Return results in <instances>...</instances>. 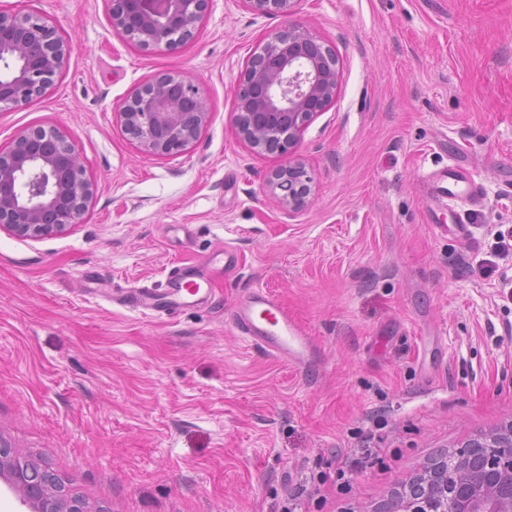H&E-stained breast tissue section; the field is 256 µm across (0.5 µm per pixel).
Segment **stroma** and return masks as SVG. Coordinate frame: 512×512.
Returning <instances> with one entry per match:
<instances>
[{"label": "stroma", "instance_id": "stroma-1", "mask_svg": "<svg viewBox=\"0 0 512 512\" xmlns=\"http://www.w3.org/2000/svg\"><path fill=\"white\" fill-rule=\"evenodd\" d=\"M0 9L74 44L43 97L0 108V147L60 126L95 185L61 235L0 231V441L17 457L88 512H278L348 468L370 429L378 458L325 485L319 512H378L431 460L512 423V254L492 255L512 229V0H297L287 16L209 0L194 38L161 53L116 36L104 0ZM291 26L340 60L297 146L312 178L297 211L263 192L287 155L254 152L233 121L246 58ZM166 72L199 83L209 120L185 152L152 156L119 111ZM452 158L485 198L429 214L423 177ZM204 260L196 306L123 304ZM257 288L306 328L311 370L236 330ZM310 488L307 485H300L298 490L289 493L288 497L284 500L280 511L281 512H307L309 505L314 500V497L319 494L320 489L315 484V480L310 482ZM317 498H315L316 500ZM314 500V501H315Z\"/></svg>", "mask_w": 512, "mask_h": 512}]
</instances>
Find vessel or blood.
I'll return each mask as SVG.
<instances>
[{
  "label": "vessel or blood",
  "instance_id": "vessel-or-blood-1",
  "mask_svg": "<svg viewBox=\"0 0 512 512\" xmlns=\"http://www.w3.org/2000/svg\"><path fill=\"white\" fill-rule=\"evenodd\" d=\"M423 192L433 211L464 203L477 204L484 198V186L474 172L463 169L453 159L447 166L432 171L424 178ZM199 291V283L189 279L183 267L172 268L169 293L178 297L180 306H188L190 297ZM233 322L242 336L276 357L298 367L311 365L312 343L309 336L268 292L253 290L237 307Z\"/></svg>",
  "mask_w": 512,
  "mask_h": 512
}]
</instances>
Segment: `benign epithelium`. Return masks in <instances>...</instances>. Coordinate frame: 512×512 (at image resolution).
<instances>
[{"label":"benign epithelium","mask_w":512,"mask_h":512,"mask_svg":"<svg viewBox=\"0 0 512 512\" xmlns=\"http://www.w3.org/2000/svg\"><path fill=\"white\" fill-rule=\"evenodd\" d=\"M113 32L143 52L173 51L194 36L208 0H105ZM257 11L288 15L297 0H244ZM74 46L33 13L0 10V105L25 106L42 96L63 71ZM339 59L333 48L299 27L260 43L235 87L234 122L258 153L288 155L268 176L265 191L290 210L307 205L310 178L293 153L304 130L336 99ZM125 132L141 151L158 156L187 150L209 118L202 89L192 80L160 74L135 89L119 112ZM95 193L74 140L60 127H28L0 147V231L39 240L82 222ZM466 463L462 482L450 485L433 464L419 484L381 512H448L452 497L461 512H512V427L477 438L457 450ZM41 467L0 443V477L33 512H87L61 483L36 475ZM440 485V498L428 490Z\"/></svg>","instance_id":"benign-epithelium-1"}]
</instances>
